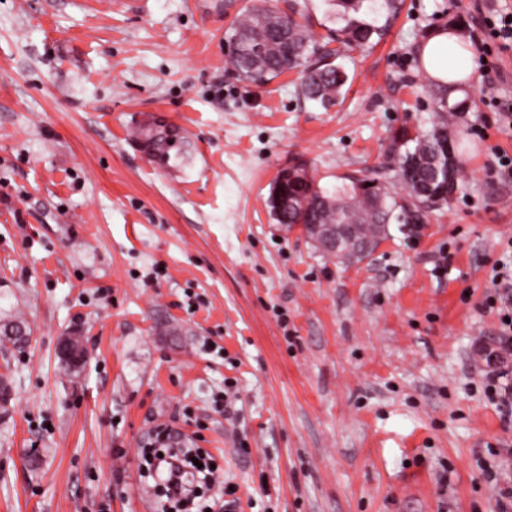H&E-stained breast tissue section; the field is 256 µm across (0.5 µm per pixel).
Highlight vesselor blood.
I'll use <instances>...</instances> for the list:
<instances>
[{
  "instance_id": "vessel-or-blood-1",
  "label": "vessel or blood",
  "mask_w": 512,
  "mask_h": 512,
  "mask_svg": "<svg viewBox=\"0 0 512 512\" xmlns=\"http://www.w3.org/2000/svg\"><path fill=\"white\" fill-rule=\"evenodd\" d=\"M150 118L135 119L128 136V144L144 152L155 170L175 173L187 165V158L181 153L179 144L187 137L184 127H172L170 132L158 133Z\"/></svg>"
}]
</instances>
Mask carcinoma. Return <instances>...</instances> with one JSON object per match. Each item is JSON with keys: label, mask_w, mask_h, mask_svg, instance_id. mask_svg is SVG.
<instances>
[{"label": "carcinoma", "mask_w": 512, "mask_h": 512, "mask_svg": "<svg viewBox=\"0 0 512 512\" xmlns=\"http://www.w3.org/2000/svg\"><path fill=\"white\" fill-rule=\"evenodd\" d=\"M375 12L396 9L395 0H335L340 7L334 22L341 27L332 34L344 38V44L365 50L379 43L387 25L376 26L360 21L352 14L364 2ZM231 65L236 76L246 82L267 83L288 69H302L301 93L314 104L328 109L342 96L348 81L343 67L336 63L339 53L327 45H319L308 27L295 13L281 14L269 4L258 0L226 34ZM465 109L462 102L451 103L446 95L438 97L431 127L396 131L389 144V154L398 176L406 188L403 196L390 190L385 178L377 175H347L332 188L314 183L315 191L304 209L288 204L276 209L269 206L279 224H331L354 228L357 240L374 245L387 236L388 225L407 224L411 216L429 217L435 211L430 198L421 190L431 186L444 195L447 205L462 191V168L455 157L452 139L448 136V116ZM375 190L368 189V186Z\"/></svg>", "instance_id": "carcinoma-1"}]
</instances>
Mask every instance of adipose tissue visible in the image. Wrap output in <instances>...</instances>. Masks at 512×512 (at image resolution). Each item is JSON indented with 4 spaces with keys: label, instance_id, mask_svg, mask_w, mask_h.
Segmentation results:
<instances>
[{
    "label": "adipose tissue",
    "instance_id": "obj_1",
    "mask_svg": "<svg viewBox=\"0 0 512 512\" xmlns=\"http://www.w3.org/2000/svg\"><path fill=\"white\" fill-rule=\"evenodd\" d=\"M419 59L425 74L461 101L480 77L478 51L460 26L436 29L420 45Z\"/></svg>",
    "mask_w": 512,
    "mask_h": 512
}]
</instances>
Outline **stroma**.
<instances>
[{
  "label": "stroma",
  "mask_w": 512,
  "mask_h": 512,
  "mask_svg": "<svg viewBox=\"0 0 512 512\" xmlns=\"http://www.w3.org/2000/svg\"><path fill=\"white\" fill-rule=\"evenodd\" d=\"M252 0H0V512H163L146 447L164 425L209 452L234 512H498L512 423L485 393L512 265V42L450 118L465 186L359 263L268 206L279 171L393 179L389 130L441 90L430 28L512 0H402L347 50L323 109L289 72L238 80L224 35ZM151 112L191 130L209 177L155 172L121 138ZM87 360L68 368L60 341Z\"/></svg>",
  "instance_id": "1"
}]
</instances>
